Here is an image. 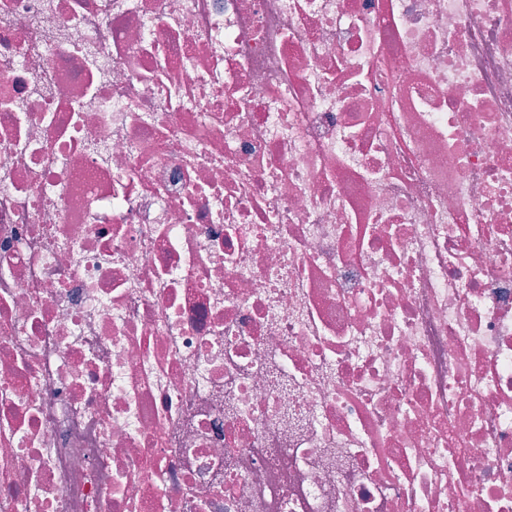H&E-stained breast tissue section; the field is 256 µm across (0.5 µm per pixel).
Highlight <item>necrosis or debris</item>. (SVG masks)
I'll return each mask as SVG.
<instances>
[{"label":"necrosis or debris","mask_w":512,"mask_h":512,"mask_svg":"<svg viewBox=\"0 0 512 512\" xmlns=\"http://www.w3.org/2000/svg\"><path fill=\"white\" fill-rule=\"evenodd\" d=\"M0 512H512V0H0Z\"/></svg>","instance_id":"4bbe7bcc"}]
</instances>
